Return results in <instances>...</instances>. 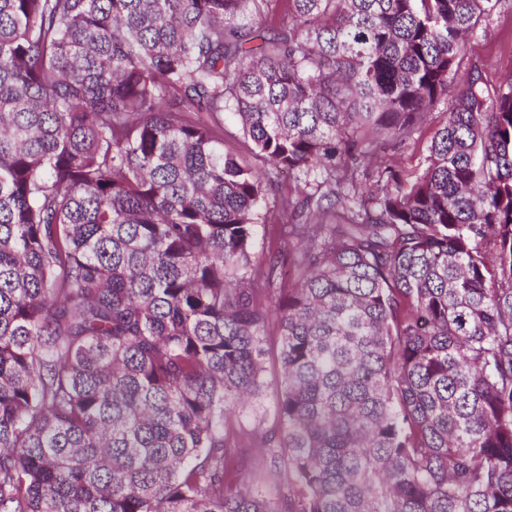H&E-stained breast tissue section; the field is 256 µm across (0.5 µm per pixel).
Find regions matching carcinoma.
Instances as JSON below:
<instances>
[{"label": "carcinoma", "mask_w": 512, "mask_h": 512, "mask_svg": "<svg viewBox=\"0 0 512 512\" xmlns=\"http://www.w3.org/2000/svg\"><path fill=\"white\" fill-rule=\"evenodd\" d=\"M497 3L0 0V512H512V74L448 93ZM447 103L441 102L435 107L427 122L416 129L410 139L400 142H389L387 149L381 153L378 161L393 165L396 170L405 174L413 173L419 168L426 153L427 145L435 128L444 120ZM295 249L294 243L286 240H278L271 233H268L264 227H259L254 239L253 250L263 258H268L276 250H282L284 253L292 252ZM254 448L252 445L242 442L240 456L246 477L263 492L275 495L280 483L279 475L270 459L261 457Z\"/></svg>", "instance_id": "1"}]
</instances>
